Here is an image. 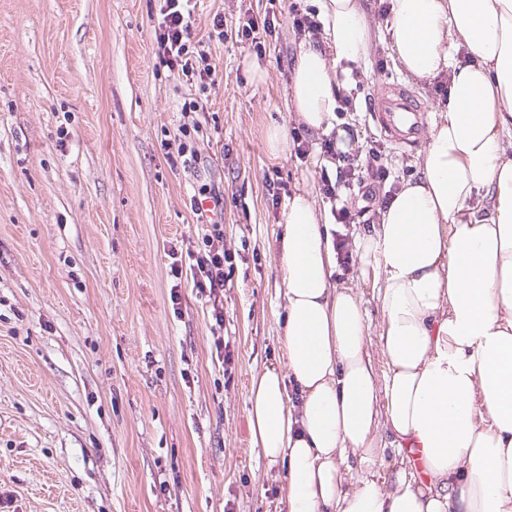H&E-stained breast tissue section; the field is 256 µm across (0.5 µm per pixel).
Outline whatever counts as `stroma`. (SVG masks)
I'll list each match as a JSON object with an SVG mask.
<instances>
[{
  "label": "stroma",
  "instance_id": "stroma-1",
  "mask_svg": "<svg viewBox=\"0 0 512 512\" xmlns=\"http://www.w3.org/2000/svg\"><path fill=\"white\" fill-rule=\"evenodd\" d=\"M356 109L336 133L376 148L389 183L419 173L423 144L381 133L371 104L386 84L436 118L444 96L390 50L379 0ZM159 0H0V492L9 512H287L285 468L268 465L248 429L253 376L284 366V226L265 183L307 189L317 207L319 148L272 156L270 126L302 128L288 100L299 50L288 17L259 44L239 26L270 0H198L195 39L215 82L160 64ZM223 39L209 38L214 15ZM384 59L383 69L372 68ZM193 128L207 177L224 193V332L235 357L213 360L209 308L183 278L173 305L172 250L201 232L200 182L172 165ZM369 323L383 369V314L359 262L337 270Z\"/></svg>",
  "mask_w": 512,
  "mask_h": 512
}]
</instances>
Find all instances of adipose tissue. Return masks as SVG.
Returning a JSON list of instances; mask_svg holds the SVG:
<instances>
[{
	"instance_id": "ef3b65f1",
	"label": "adipose tissue",
	"mask_w": 512,
	"mask_h": 512,
	"mask_svg": "<svg viewBox=\"0 0 512 512\" xmlns=\"http://www.w3.org/2000/svg\"><path fill=\"white\" fill-rule=\"evenodd\" d=\"M316 6L322 39L301 45L289 93L298 121L327 135L336 68L365 62L370 25L359 0ZM388 12L404 69L451 81L419 176L356 244L385 369L367 354L359 300L332 284L333 226L296 191L278 266L286 361L253 378L249 430L286 467L287 512H512V0H389ZM380 427L403 454L390 484L348 482Z\"/></svg>"
}]
</instances>
